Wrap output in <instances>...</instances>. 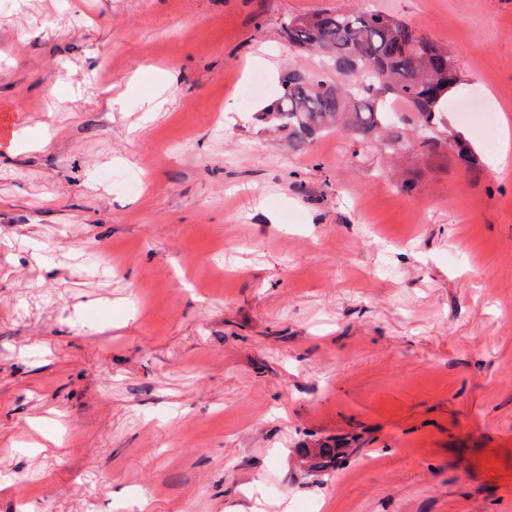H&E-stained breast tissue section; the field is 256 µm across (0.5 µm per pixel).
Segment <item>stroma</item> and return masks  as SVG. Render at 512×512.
Returning <instances> with one entry per match:
<instances>
[{"label":"stroma","instance_id":"obj_1","mask_svg":"<svg viewBox=\"0 0 512 512\" xmlns=\"http://www.w3.org/2000/svg\"><path fill=\"white\" fill-rule=\"evenodd\" d=\"M358 6L512 126V0H0V512H512V164L256 120ZM320 448H310L309 453L299 457V468L311 476L336 470L354 448H338L336 442L325 441Z\"/></svg>","mask_w":512,"mask_h":512}]
</instances>
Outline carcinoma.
<instances>
[{
	"label": "carcinoma",
	"instance_id": "cac0c4a2",
	"mask_svg": "<svg viewBox=\"0 0 512 512\" xmlns=\"http://www.w3.org/2000/svg\"><path fill=\"white\" fill-rule=\"evenodd\" d=\"M288 45L319 52L330 72L290 70L281 93L258 113L268 128L283 132L297 152H305L326 130L336 128L357 142L382 140L391 153L405 148L400 127L417 134L416 147L431 157L452 153L481 176L480 156L466 136L447 128L441 103L460 84L448 50L419 36L405 21L367 8L323 11L291 17L282 26ZM353 452L336 443L299 457L311 476L336 470Z\"/></svg>",
	"mask_w": 512,
	"mask_h": 512
}]
</instances>
